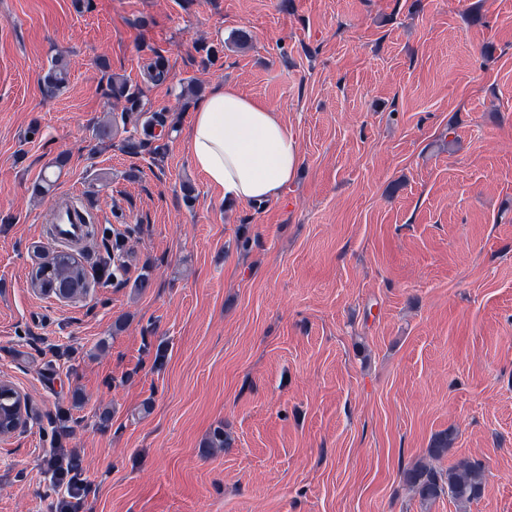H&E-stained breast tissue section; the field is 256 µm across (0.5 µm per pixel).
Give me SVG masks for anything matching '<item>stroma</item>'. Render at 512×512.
<instances>
[{
    "label": "stroma",
    "mask_w": 512,
    "mask_h": 512,
    "mask_svg": "<svg viewBox=\"0 0 512 512\" xmlns=\"http://www.w3.org/2000/svg\"><path fill=\"white\" fill-rule=\"evenodd\" d=\"M112 77L164 152L96 138ZM189 81L277 108L301 156L279 199L225 206L195 168ZM74 191L129 262L44 298L34 253ZM0 380L32 408L0 438V512H59L53 448L81 512H512V0H0ZM444 431L434 468L485 471L463 507L402 477ZM69 70L66 57L58 54L51 63L47 74L42 80V92L45 96L53 97L61 91L68 82Z\"/></svg>",
    "instance_id": "35a3bbf8"
}]
</instances>
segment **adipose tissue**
I'll return each mask as SVG.
<instances>
[{
    "label": "adipose tissue",
    "instance_id": "adipose-tissue-1",
    "mask_svg": "<svg viewBox=\"0 0 512 512\" xmlns=\"http://www.w3.org/2000/svg\"><path fill=\"white\" fill-rule=\"evenodd\" d=\"M186 143L194 166L233 203L278 198L300 164L297 140L276 107L229 84L198 101Z\"/></svg>",
    "mask_w": 512,
    "mask_h": 512
}]
</instances>
